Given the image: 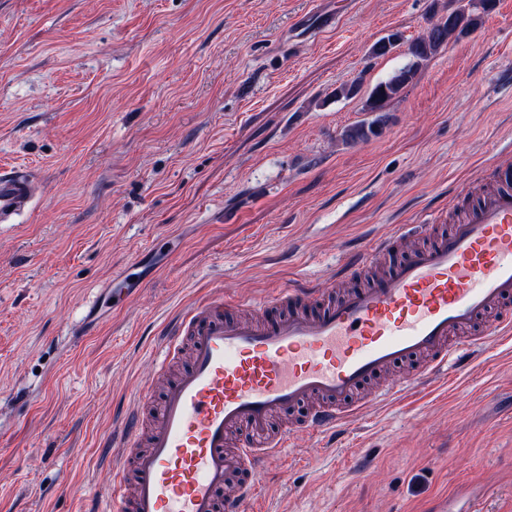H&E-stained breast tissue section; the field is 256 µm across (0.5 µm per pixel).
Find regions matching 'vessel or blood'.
Returning <instances> with one entry per match:
<instances>
[{
    "label": "vessel or blood",
    "mask_w": 512,
    "mask_h": 512,
    "mask_svg": "<svg viewBox=\"0 0 512 512\" xmlns=\"http://www.w3.org/2000/svg\"><path fill=\"white\" fill-rule=\"evenodd\" d=\"M37 192L23 168L0 171V224L14 223ZM401 234L346 254L350 290L326 297L297 281L261 302L260 314L228 316L217 294L185 308L163 338L165 360L189 344L191 364L159 405L142 392L118 437L112 512H250L259 470L296 430L325 436L352 425L365 384L403 367L402 387L464 364L485 340L512 337V167L466 218L369 282L365 269L389 258ZM141 260L97 285L84 323L116 313L144 285ZM298 428L272 432L275 416L300 406Z\"/></svg>",
    "instance_id": "1"
}]
</instances>
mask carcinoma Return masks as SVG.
<instances>
[{
    "label": "carcinoma",
    "instance_id": "cac0c4a2",
    "mask_svg": "<svg viewBox=\"0 0 512 512\" xmlns=\"http://www.w3.org/2000/svg\"><path fill=\"white\" fill-rule=\"evenodd\" d=\"M493 6V0H477L468 5H460L448 10L446 15L431 24L426 35L412 41L408 47L410 60L394 71L388 78L378 82L368 93L364 111L376 112L372 121L354 127L345 133L350 140H364L375 133L374 126L383 123L380 112L388 101L396 97L415 78L421 64L435 54L448 39L468 32L476 25V17L473 10L481 8L488 11Z\"/></svg>",
    "mask_w": 512,
    "mask_h": 512
}]
</instances>
